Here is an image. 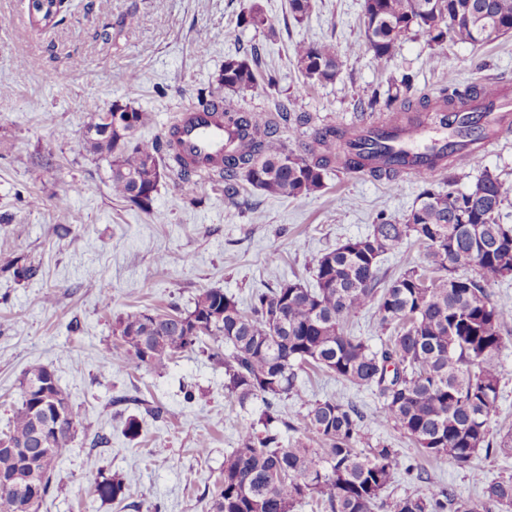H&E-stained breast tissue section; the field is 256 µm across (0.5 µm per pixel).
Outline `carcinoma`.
I'll list each match as a JSON object with an SVG mask.
<instances>
[{
  "mask_svg": "<svg viewBox=\"0 0 512 512\" xmlns=\"http://www.w3.org/2000/svg\"><path fill=\"white\" fill-rule=\"evenodd\" d=\"M69 8L66 0H58L31 20L55 26ZM362 8L365 40L348 48L353 55L366 46L376 57L389 59L411 31L437 45L450 38L478 46L512 34V0H363ZM241 22L256 29L267 24L258 0H251ZM295 58L313 84L330 83L340 71L332 42L300 44ZM260 77L255 61L228 57L215 90L200 95L195 105L221 113L225 123L241 131L243 143L224 154V189L235 194L248 184L280 199L314 195L338 162L344 133L334 126L317 128L308 156L294 154L263 115L224 104V91L252 89ZM411 86V75L402 74L383 109L423 111L424 105L401 96ZM477 94L472 86L459 89L450 73L438 101L453 110ZM110 112L116 123L112 137L92 136L87 143L108 160L112 194L152 215L163 156L174 153L178 129L171 127L163 139H148L140 134L148 113L117 102ZM383 150L374 145V151L359 154L357 165L374 178L394 181L391 171L365 165L372 153ZM176 173L185 196H194L191 162H183ZM426 184L419 203L402 218H382L370 234L322 253L311 286L281 282L252 295L245 308L222 289L204 288L188 311H140L116 321L115 340L103 350L105 361L157 372L177 354L203 344L208 357L224 365L229 397L242 408L262 402L257 419L241 431L238 447L224 456L209 512H298L310 502L323 512H446L452 501L446 489L383 499L401 457L383 441L367 453L359 451L363 412L352 403L309 398L298 381V370L306 365L376 388L382 399L380 422L437 459L465 467L479 451L492 449L489 423L500 398L501 354L512 340V309L492 304L486 285L512 276V225L497 223L509 191L488 172L465 190L451 181ZM410 240L425 246L422 263L381 285V260ZM3 269L20 280L38 275V267L23 256ZM366 309L374 311L375 329L385 336L378 348L346 329L348 320ZM45 389L62 397L65 420L39 446L35 406L44 401ZM288 397L303 409L295 421L278 410L279 401ZM80 425V412L55 371L46 365L29 369L20 382V402L0 435L30 451V464L21 456L0 454V475L17 477L13 487H0V512H25L26 477L34 468L40 499L50 495L56 464L69 453ZM87 466L96 473L97 499H125V482L106 472L95 454H89ZM489 504L512 508V476L484 484L480 503H463L457 512H488Z\"/></svg>",
  "mask_w": 512,
  "mask_h": 512,
  "instance_id": "1",
  "label": "carcinoma"
}]
</instances>
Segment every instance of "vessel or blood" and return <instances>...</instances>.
I'll use <instances>...</instances> for the list:
<instances>
[{"label": "vessel or blood", "instance_id": "obj_1", "mask_svg": "<svg viewBox=\"0 0 512 512\" xmlns=\"http://www.w3.org/2000/svg\"><path fill=\"white\" fill-rule=\"evenodd\" d=\"M506 105L504 82L493 81L490 90L475 105L478 124L472 132L468 157L481 158L489 143L512 135V122L502 112ZM177 125L180 139L177 152L192 161L199 178L219 179L222 174L219 160L236 140V133L225 129L215 114L201 110L180 113ZM451 139L447 113L418 118L400 112L385 115L364 123L359 141L345 145L347 161L343 168L345 172H353L357 155L364 151L366 143L374 141L389 146L392 166L399 173L433 176L439 169L433 165L432 158L446 151Z\"/></svg>", "mask_w": 512, "mask_h": 512}]
</instances>
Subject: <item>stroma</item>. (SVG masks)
<instances>
[{
  "label": "stroma",
  "mask_w": 512,
  "mask_h": 512,
  "mask_svg": "<svg viewBox=\"0 0 512 512\" xmlns=\"http://www.w3.org/2000/svg\"><path fill=\"white\" fill-rule=\"evenodd\" d=\"M260 3L267 30L240 25L249 0H73L64 21L47 28L31 24L28 0H0V265L24 255L40 269L30 280L0 272V429L20 399L21 378L36 365L55 370L82 419L39 512H208L224 457L253 415L225 394L223 366L201 349L175 356L159 373L105 365L102 350L115 321L174 303L188 309L203 288L246 304L255 291L284 280L311 284L322 253L367 235L378 216L404 215L422 186L413 177L394 185L332 169L324 189L307 198H271L247 185L230 196L209 180L199 183L193 204L168 173L146 214L113 196L107 160L87 149L82 133L96 112L89 101L104 111L119 102L148 112L144 136H161L178 112L216 87L225 57L254 55L274 85L262 82L225 100L266 116L278 102L307 113L309 124L279 130L300 155L313 129L364 120L361 103L386 95L401 74H412L416 100L435 97L452 76L464 86L512 80V35L475 48L432 45L412 32L384 60L368 49L346 52L364 39L363 0H315L300 21L288 0ZM325 40L344 50L343 66L334 82L313 86L298 71L294 49ZM124 73L138 75L136 91L120 82ZM485 170L512 188V140L490 145L479 166L434 180L452 176L465 189ZM61 197L67 207H58ZM162 255L170 259L164 267ZM502 365L501 399L489 424L494 443L512 430V343ZM299 378L310 398L362 410L364 447L383 441L398 450L405 467L393 475L390 497L449 487L456 501L447 512H456L480 499L483 483L512 475V456L495 452L463 468L425 456L403 432L378 422L376 389L312 368ZM124 394L132 403L114 405ZM153 405L164 407L162 418L147 414ZM131 417L141 425L133 440L125 434ZM91 451L124 478L123 502L93 496L95 475L85 466Z\"/></svg>",
  "instance_id": "stroma-1"
}]
</instances>
